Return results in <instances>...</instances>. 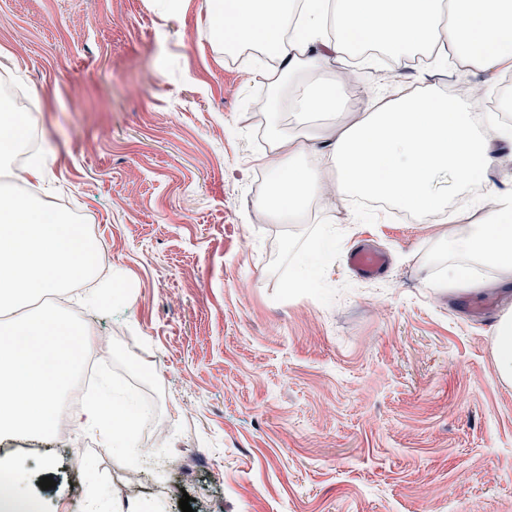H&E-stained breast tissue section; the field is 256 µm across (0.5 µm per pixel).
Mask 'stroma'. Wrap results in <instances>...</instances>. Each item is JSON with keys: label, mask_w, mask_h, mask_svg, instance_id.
<instances>
[{"label": "stroma", "mask_w": 512, "mask_h": 512, "mask_svg": "<svg viewBox=\"0 0 512 512\" xmlns=\"http://www.w3.org/2000/svg\"><path fill=\"white\" fill-rule=\"evenodd\" d=\"M209 38L206 0L167 21L149 0H0V68L56 156L39 196L69 194L132 283L119 314L85 313L108 344L97 378L140 405L136 434L170 431L148 458L80 431L0 439V463L24 468L42 512H181L185 495L194 512H512V388L491 346L512 286L428 288L434 223L353 224L340 204L296 227L259 220L269 90ZM365 78L501 85L452 65ZM329 225L323 270L292 287ZM363 243L386 254L383 279L348 269Z\"/></svg>", "instance_id": "obj_1"}]
</instances>
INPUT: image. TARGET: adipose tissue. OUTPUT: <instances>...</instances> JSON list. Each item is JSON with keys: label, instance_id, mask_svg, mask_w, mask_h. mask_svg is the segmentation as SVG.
I'll return each instance as SVG.
<instances>
[{"label": "adipose tissue", "instance_id": "ef3b65f1", "mask_svg": "<svg viewBox=\"0 0 512 512\" xmlns=\"http://www.w3.org/2000/svg\"><path fill=\"white\" fill-rule=\"evenodd\" d=\"M208 22L225 45L267 53L258 74L267 104L269 175L259 210L269 224H304L313 210L365 197L435 218L438 250L453 261L430 285L467 292L512 283V190L490 187L512 126L477 117V99L387 91L343 69L347 55L381 50L394 64L456 59L491 75L512 72V0H217ZM26 117L0 114V171L25 146ZM483 185L479 197L471 189ZM456 203H449V195ZM492 354L512 386V310L497 321ZM135 411L108 392L73 424L106 448L129 444Z\"/></svg>", "mask_w": 512, "mask_h": 512}]
</instances>
